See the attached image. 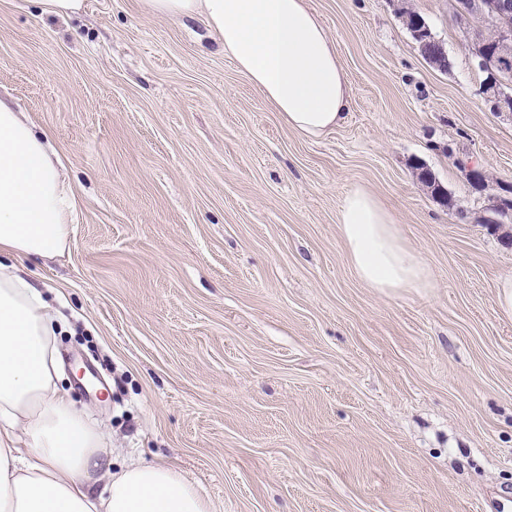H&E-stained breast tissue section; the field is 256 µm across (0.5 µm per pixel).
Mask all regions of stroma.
Masks as SVG:
<instances>
[{
	"label": "stroma",
	"instance_id": "1",
	"mask_svg": "<svg viewBox=\"0 0 512 512\" xmlns=\"http://www.w3.org/2000/svg\"><path fill=\"white\" fill-rule=\"evenodd\" d=\"M308 4L350 97L317 138L288 128L201 18L0 0V97L49 134L76 198L68 250L16 261L64 329V385L109 433L111 470L173 467L212 512H512V318L496 288L512 223L479 222L512 186V121L479 92L454 0ZM356 187L430 287L357 278L338 224Z\"/></svg>",
	"mask_w": 512,
	"mask_h": 512
}]
</instances>
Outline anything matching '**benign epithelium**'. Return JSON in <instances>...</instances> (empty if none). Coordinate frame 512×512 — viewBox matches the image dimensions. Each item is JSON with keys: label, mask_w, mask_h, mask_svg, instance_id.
<instances>
[{"label": "benign epithelium", "mask_w": 512, "mask_h": 512, "mask_svg": "<svg viewBox=\"0 0 512 512\" xmlns=\"http://www.w3.org/2000/svg\"><path fill=\"white\" fill-rule=\"evenodd\" d=\"M483 8L493 18L503 16L512 12V0H486ZM404 22L421 46H426L430 31L425 24L407 13ZM472 55L478 69L487 75V81L481 85V94L491 103L494 112L512 118V92L504 88L506 81L501 78L512 65V30H500L492 43L475 41Z\"/></svg>", "instance_id": "benign-epithelium-1"}]
</instances>
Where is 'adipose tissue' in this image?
Returning a JSON list of instances; mask_svg holds the SVG:
<instances>
[{"instance_id":"ef3b65f1","label":"adipose tissue","mask_w":512,"mask_h":512,"mask_svg":"<svg viewBox=\"0 0 512 512\" xmlns=\"http://www.w3.org/2000/svg\"><path fill=\"white\" fill-rule=\"evenodd\" d=\"M144 2L155 15L203 16L293 130L317 137L345 120L350 99L336 47L306 0ZM74 208L48 134L0 98V512H212L207 496L168 466L130 463L100 479L108 436L65 388L50 305L15 264L61 255ZM338 222L368 287H429L425 266L374 195L349 191Z\"/></svg>"}]
</instances>
